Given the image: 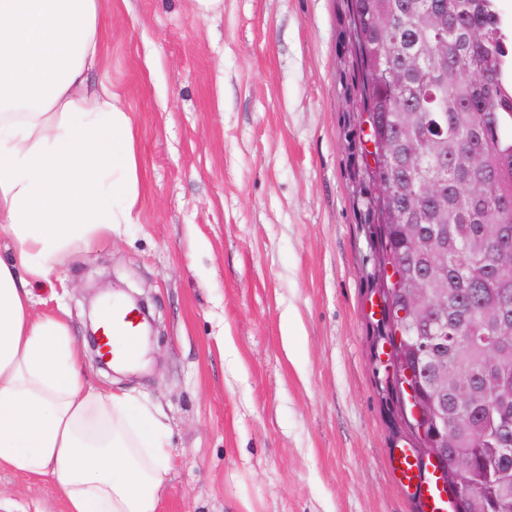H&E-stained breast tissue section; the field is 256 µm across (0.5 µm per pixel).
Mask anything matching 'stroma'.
<instances>
[{"instance_id": "35a3bbf8", "label": "stroma", "mask_w": 512, "mask_h": 512, "mask_svg": "<svg viewBox=\"0 0 512 512\" xmlns=\"http://www.w3.org/2000/svg\"><path fill=\"white\" fill-rule=\"evenodd\" d=\"M100 2L90 77L122 91L137 127L141 208L65 257L33 315L66 319L90 384L163 411L162 512H420L377 360L382 249L349 0H223L205 18L193 0ZM97 282L148 305L135 370L93 361ZM0 512L63 506L50 479L0 470Z\"/></svg>"}]
</instances>
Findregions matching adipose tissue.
Returning <instances> with one entry per match:
<instances>
[{"instance_id":"1","label":"adipose tissue","mask_w":512,"mask_h":512,"mask_svg":"<svg viewBox=\"0 0 512 512\" xmlns=\"http://www.w3.org/2000/svg\"><path fill=\"white\" fill-rule=\"evenodd\" d=\"M100 0H0V469L50 478L67 512H161L159 410L90 385L33 290L75 247L136 223L140 160L118 92L92 86Z\"/></svg>"}]
</instances>
